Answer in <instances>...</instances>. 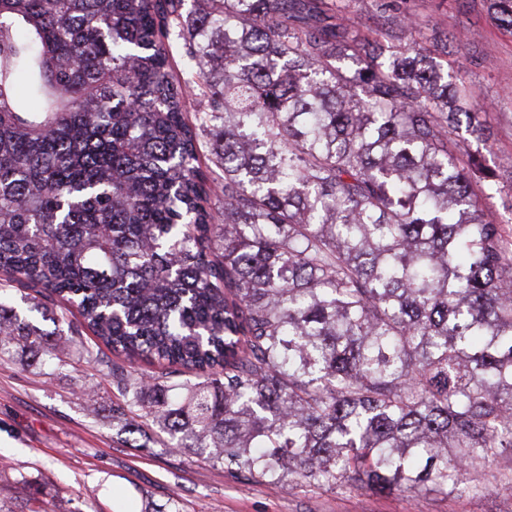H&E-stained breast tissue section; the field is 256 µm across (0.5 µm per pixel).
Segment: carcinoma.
Instances as JSON below:
<instances>
[{
  "instance_id": "cac0c4a2",
  "label": "carcinoma",
  "mask_w": 512,
  "mask_h": 512,
  "mask_svg": "<svg viewBox=\"0 0 512 512\" xmlns=\"http://www.w3.org/2000/svg\"><path fill=\"white\" fill-rule=\"evenodd\" d=\"M183 7L0 0V297L54 326L0 301V361L76 351L122 431L257 482L446 495L512 460V251L449 138L481 121L448 42L331 0Z\"/></svg>"
}]
</instances>
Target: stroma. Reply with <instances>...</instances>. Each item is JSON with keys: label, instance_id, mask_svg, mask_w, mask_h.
Masks as SVG:
<instances>
[{"label": "stroma", "instance_id": "35a3bbf8", "mask_svg": "<svg viewBox=\"0 0 512 512\" xmlns=\"http://www.w3.org/2000/svg\"><path fill=\"white\" fill-rule=\"evenodd\" d=\"M389 1L415 19L423 39L452 37L463 63L458 79L476 93L483 129L479 139L455 136L482 147L501 172L498 184L478 192L512 241V32L493 21L487 0H336V8L366 33ZM91 382L103 388L93 413L77 400ZM112 400L109 381L85 360L60 373L0 362V512H28L35 497L46 512H154L170 503L178 512H512L501 462L448 496L258 483L173 448L126 447Z\"/></svg>", "mask_w": 512, "mask_h": 512}]
</instances>
